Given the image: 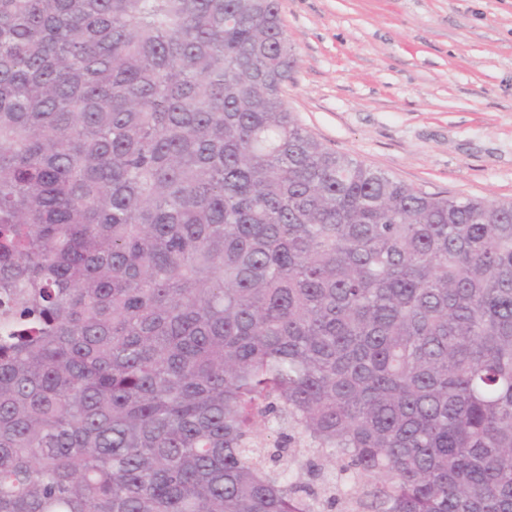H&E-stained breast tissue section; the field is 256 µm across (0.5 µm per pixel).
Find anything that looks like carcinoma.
<instances>
[{
	"label": "carcinoma",
	"mask_w": 512,
	"mask_h": 512,
	"mask_svg": "<svg viewBox=\"0 0 512 512\" xmlns=\"http://www.w3.org/2000/svg\"><path fill=\"white\" fill-rule=\"evenodd\" d=\"M295 65L280 0H0V512H512V202Z\"/></svg>",
	"instance_id": "cac0c4a2"
}]
</instances>
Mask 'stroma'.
<instances>
[{"label": "stroma", "instance_id": "35a3bbf8", "mask_svg": "<svg viewBox=\"0 0 512 512\" xmlns=\"http://www.w3.org/2000/svg\"><path fill=\"white\" fill-rule=\"evenodd\" d=\"M284 100L333 151L430 193L512 200V0H281Z\"/></svg>", "mask_w": 512, "mask_h": 512}]
</instances>
